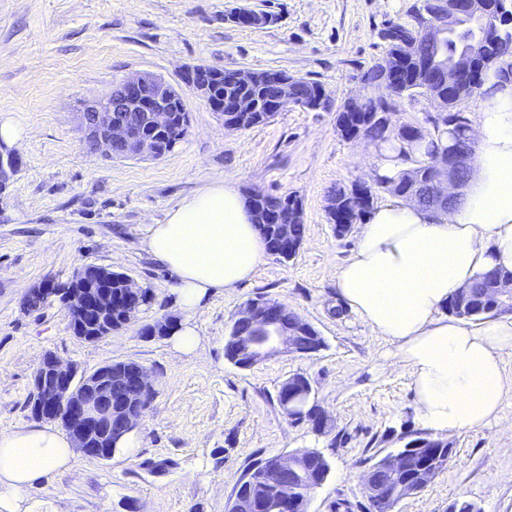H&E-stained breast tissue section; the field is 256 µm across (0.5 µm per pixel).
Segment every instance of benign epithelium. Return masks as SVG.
<instances>
[{"mask_svg": "<svg viewBox=\"0 0 512 512\" xmlns=\"http://www.w3.org/2000/svg\"><path fill=\"white\" fill-rule=\"evenodd\" d=\"M494 9L490 0H430L428 20L421 31L418 43L408 47L409 53L418 60V74L426 80L433 69L439 77L454 89L468 77H477L493 61L487 48L501 40L498 25L488 21ZM466 23H474L475 38L469 51L459 55L452 63H442L437 58V47L442 37L456 31ZM217 71L209 66H191L183 70L182 82L200 97L205 96ZM387 96L374 99L376 110L370 122L391 125L388 108L395 95L390 80L382 79ZM155 86L157 95L146 97L145 88ZM123 98L112 101L104 96L84 105L80 113V132L84 143L91 149L112 156V145L126 146L129 155L135 158L159 159L165 156V147L157 140L143 134L148 129L161 132L171 124L172 115L163 98L168 95L166 84L152 73L140 72L122 80ZM212 108L224 120V127L233 129L241 122L239 114L254 111L253 105L240 99L229 111L224 104L214 103ZM473 149L459 147L452 154L437 161V176L431 189L432 204L439 209H453L456 197L448 192V186H463L469 178ZM19 156L14 149L0 143V191L17 173ZM303 221V205L300 199L291 198L286 212L278 224V242L281 248L293 250L297 244L291 239L292 223ZM109 278L108 269L87 265L79 269L72 282L61 283L53 288L49 283L39 284L27 292L22 301L29 308L34 298L47 304L58 303L71 315L70 321L78 328L75 336L85 341H97L112 334V331H97L100 317L112 313V291L99 286ZM313 326L280 302L254 300L247 302L233 322V328L224 338V355L241 357L247 354L254 364L275 354L288 353L311 356L318 352L308 343ZM126 385L120 397L112 395V364L106 363L91 372L80 373L63 363L54 353H46L33 375L32 412L35 416L60 422L70 434L75 450L86 457H97L98 446L114 448L124 432L137 424L149 402L155 396L153 380L149 372L139 363H129ZM427 440H410L404 447L387 453L381 458L380 470L396 475L402 472L415 450L425 448ZM311 452L301 448L287 455L272 457L268 471L279 480L280 509L295 512L309 496L301 497V486L308 491L320 487L326 480L321 474L311 478L298 471V460ZM439 472L436 462L427 463L416 483H398L379 489L375 483L374 470L368 469L362 476L363 489L375 496L381 512H394L398 503L419 495Z\"/></svg>", "mask_w": 512, "mask_h": 512, "instance_id": "obj_1", "label": "benign epithelium"}]
</instances>
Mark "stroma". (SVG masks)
<instances>
[{"label": "stroma", "instance_id": "obj_1", "mask_svg": "<svg viewBox=\"0 0 512 512\" xmlns=\"http://www.w3.org/2000/svg\"><path fill=\"white\" fill-rule=\"evenodd\" d=\"M413 0H252L267 26L224 19L237 0H0V116L24 139L20 165L0 195V433L33 424L32 378L46 352L78 370L133 360L151 374L156 396L139 421L141 444L108 460L76 456L30 496L54 512H228L249 467L268 456L316 448L330 474L308 512H367L366 459L403 447L422 432L409 369L395 344L353 312H336V277L355 234L337 238L326 214L331 190L367 182L376 145L347 140L332 112L287 107L271 123L225 129L205 101L186 94L185 139L159 159H111L80 141L85 103L113 83L147 71L181 86L186 66L281 69L321 82L334 103L362 93V76L386 55L380 32ZM235 181L303 202L306 233L288 261L269 257L253 278L212 290L185 310L174 277L140 243L183 198L211 181ZM96 265L134 277L150 300L121 331L94 342L74 336L60 305L23 309L45 280L67 282ZM263 295L311 323L326 346L310 357L277 354L240 369L224 357L229 326ZM170 319L194 325L195 352L145 335ZM306 376L328 427L288 419L281 384ZM455 455L396 512H448L458 497L483 512H512V396L489 426L447 437Z\"/></svg>", "mask_w": 512, "mask_h": 512}]
</instances>
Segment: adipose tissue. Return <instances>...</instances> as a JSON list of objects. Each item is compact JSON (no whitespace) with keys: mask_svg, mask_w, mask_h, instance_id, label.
<instances>
[{"mask_svg":"<svg viewBox=\"0 0 512 512\" xmlns=\"http://www.w3.org/2000/svg\"><path fill=\"white\" fill-rule=\"evenodd\" d=\"M477 150L469 181L447 213L392 195L359 228L336 290L371 331L396 344L411 375L420 422L437 434L498 421L512 378V314L479 326L445 316L449 300L493 269L512 271V82L489 71L473 126ZM142 245L175 277L193 310L213 288L250 280L268 250L245 197L215 180L182 199ZM73 442L51 425L0 434V512H42L29 490L70 468Z\"/></svg>","mask_w":512,"mask_h":512,"instance_id":"1","label":"adipose tissue"}]
</instances>
